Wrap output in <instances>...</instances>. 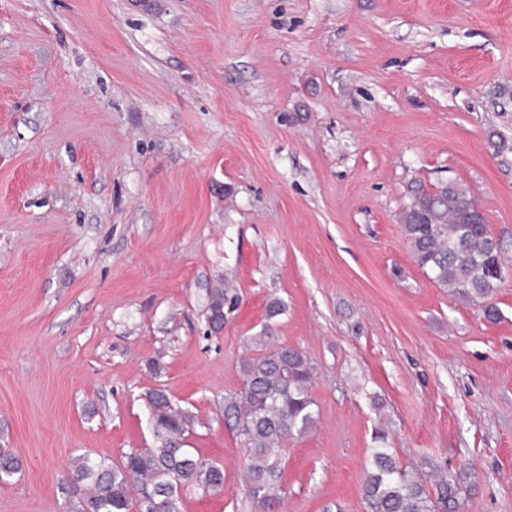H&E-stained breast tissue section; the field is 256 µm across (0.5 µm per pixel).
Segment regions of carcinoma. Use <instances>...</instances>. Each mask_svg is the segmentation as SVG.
Segmentation results:
<instances>
[{"label":"carcinoma","instance_id":"1","mask_svg":"<svg viewBox=\"0 0 512 512\" xmlns=\"http://www.w3.org/2000/svg\"><path fill=\"white\" fill-rule=\"evenodd\" d=\"M472 195L451 182L414 190L399 219L415 263L437 287L471 305L488 319L498 310L493 295L503 279L501 250H492V234L474 223ZM222 288L209 291L207 315L224 309ZM242 389L224 399V422L243 438L247 449L248 495L270 503V478L277 469L281 444L303 435L316 422L311 387L314 366L302 350L283 345L239 362ZM153 446L135 450L120 465L81 456L71 474L87 482L89 495L76 512H181L182 490L204 495L223 491L224 470L187 448L191 413L163 389L147 393ZM20 469L19 460L0 450V482ZM463 486L448 476L431 494L423 466L402 465L388 448L371 449L363 496L369 512H461Z\"/></svg>","mask_w":512,"mask_h":512}]
</instances>
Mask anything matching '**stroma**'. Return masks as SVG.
<instances>
[{
	"label": "stroma",
	"instance_id": "35a3bbf8",
	"mask_svg": "<svg viewBox=\"0 0 512 512\" xmlns=\"http://www.w3.org/2000/svg\"><path fill=\"white\" fill-rule=\"evenodd\" d=\"M448 180L508 263L498 320L404 240ZM267 324L318 413L274 512H368L380 426L467 472L463 512H512V0H0V512H70L72 459L152 446L156 387L224 469L182 512H255L219 407Z\"/></svg>",
	"mask_w": 512,
	"mask_h": 512
}]
</instances>
